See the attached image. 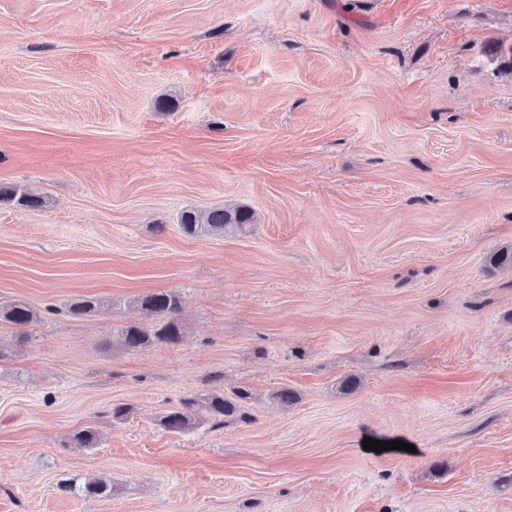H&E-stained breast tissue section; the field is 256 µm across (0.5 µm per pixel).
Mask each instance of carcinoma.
I'll list each match as a JSON object with an SVG mask.
<instances>
[{
	"instance_id": "carcinoma-1",
	"label": "carcinoma",
	"mask_w": 512,
	"mask_h": 512,
	"mask_svg": "<svg viewBox=\"0 0 512 512\" xmlns=\"http://www.w3.org/2000/svg\"><path fill=\"white\" fill-rule=\"evenodd\" d=\"M14 205L23 209L43 207V197L19 188L16 185L0 184V205ZM256 222L255 214L246 206L215 208L205 212L184 210L180 215V226L184 233L204 237L223 233H244ZM139 306L153 317L148 325L130 324L116 334V343L127 349H142L156 345H178L185 334L179 315L181 297L174 291L149 293L139 299ZM99 301L91 296L83 297L68 306V313L75 317H90L99 312ZM37 320V313L20 302L0 306V322L14 327L26 328ZM250 398L246 390H234L226 396L222 392H201L183 398L179 406L167 410L160 418V426L171 434H183L195 426L210 422L215 427L225 420L243 423L252 421L245 409ZM70 443L80 448H95L98 435L91 429H82L70 436ZM58 491L77 497L108 496L112 485L103 479H88L83 483L75 479H62Z\"/></svg>"
}]
</instances>
